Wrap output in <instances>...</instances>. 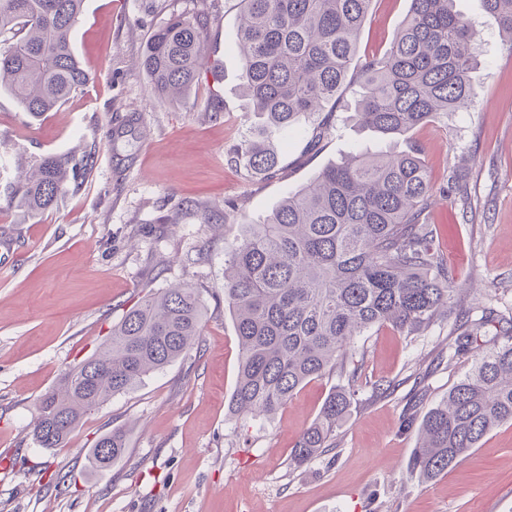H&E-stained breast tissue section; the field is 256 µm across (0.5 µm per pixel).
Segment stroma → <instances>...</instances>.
Instances as JSON below:
<instances>
[{
    "label": "stroma",
    "mask_w": 512,
    "mask_h": 512,
    "mask_svg": "<svg viewBox=\"0 0 512 512\" xmlns=\"http://www.w3.org/2000/svg\"><path fill=\"white\" fill-rule=\"evenodd\" d=\"M410 0H372L359 55L384 52ZM477 32L472 104L387 142L354 119L353 91L329 117L275 134L280 168L255 178L233 162L247 136L239 0H84L74 49L89 82L59 109L32 117L0 93V512H512V425L431 481L409 464L417 423L474 356L449 358L459 331L436 320L415 335L375 327L356 337L363 376L334 448L296 467L290 451L338 375L301 386L275 414L228 412L240 350L224 306V269L242 223L255 220L328 163L356 150L417 148L434 187L426 212L458 301L512 315V47L477 0H456ZM210 18L202 71L184 97L158 102L139 67L153 30L174 12ZM90 153L93 167L55 208L32 214L14 195L19 172L49 155ZM210 211L211 223L201 214ZM178 212L177 223L163 216ZM205 302L198 344L81 419L63 447L32 436L36 405L71 364L90 357L141 299L171 285ZM127 429L128 448L103 472L95 440Z\"/></svg>",
    "instance_id": "stroma-1"
}]
</instances>
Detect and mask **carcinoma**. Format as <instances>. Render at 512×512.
<instances>
[{
    "instance_id": "cac0c4a2",
    "label": "carcinoma",
    "mask_w": 512,
    "mask_h": 512,
    "mask_svg": "<svg viewBox=\"0 0 512 512\" xmlns=\"http://www.w3.org/2000/svg\"><path fill=\"white\" fill-rule=\"evenodd\" d=\"M512 42V0H478ZM84 0H0V89L32 116L65 103L89 81L73 47ZM371 0H240L237 40L249 111L266 123L235 150L256 174L277 171L272 136L314 117L348 86H358L355 120L396 140L454 112L473 96L475 33L454 0H411L391 46L357 57ZM209 20L202 12L170 16L150 36L140 66L161 101L183 96L207 65ZM91 155L45 157L25 175L21 203L43 213L69 181L86 176ZM435 195L418 151H362L321 169L257 223L245 225L224 270L241 363L231 412L270 415L304 383L336 371L356 337L380 325L410 336L437 316H455L463 332L448 359L479 349L471 369L419 426L412 471L433 480L480 441L512 423V318L461 309L453 278L423 221ZM205 304L188 284L132 307L101 350L70 366L38 402L33 436L59 448L83 414L128 391L199 342ZM502 343L483 349L487 326ZM316 420L296 439L292 464L321 455L359 392L360 369L345 372ZM127 448V431L101 435L89 451L104 471Z\"/></svg>"
}]
</instances>
